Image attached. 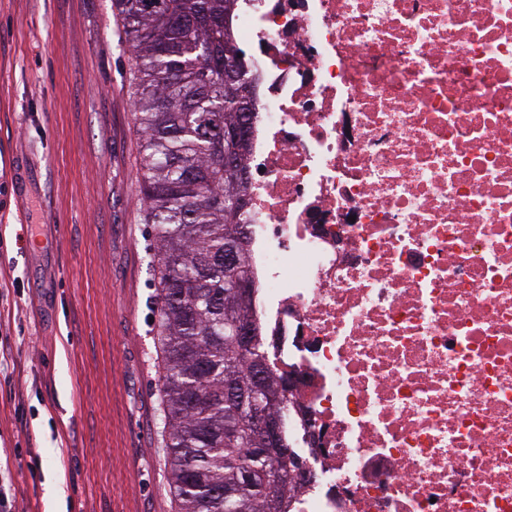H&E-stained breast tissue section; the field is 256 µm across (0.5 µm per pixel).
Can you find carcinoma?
<instances>
[{"label": "carcinoma", "mask_w": 512, "mask_h": 512, "mask_svg": "<svg viewBox=\"0 0 512 512\" xmlns=\"http://www.w3.org/2000/svg\"><path fill=\"white\" fill-rule=\"evenodd\" d=\"M112 0L136 58L134 107L142 143V190L158 265L160 390L169 487L176 512H290L291 468L247 412L260 399L282 411L267 369L255 384L262 344L243 352L239 320L256 323L238 172L224 168V128L242 103L228 53L245 56L228 0ZM234 248L238 265L224 266Z\"/></svg>", "instance_id": "carcinoma-1"}]
</instances>
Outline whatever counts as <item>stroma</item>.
I'll return each instance as SVG.
<instances>
[{
  "instance_id": "35a3bbf8",
  "label": "stroma",
  "mask_w": 512,
  "mask_h": 512,
  "mask_svg": "<svg viewBox=\"0 0 512 512\" xmlns=\"http://www.w3.org/2000/svg\"><path fill=\"white\" fill-rule=\"evenodd\" d=\"M134 67L112 0H0V479L14 512H175Z\"/></svg>"
}]
</instances>
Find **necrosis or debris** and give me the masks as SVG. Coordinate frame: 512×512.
I'll list each match as a JSON object with an SVG mask.
<instances>
[{
	"instance_id": "necrosis-or-debris-1",
	"label": "necrosis or debris",
	"mask_w": 512,
	"mask_h": 512,
	"mask_svg": "<svg viewBox=\"0 0 512 512\" xmlns=\"http://www.w3.org/2000/svg\"><path fill=\"white\" fill-rule=\"evenodd\" d=\"M232 28L295 512H512V0H240Z\"/></svg>"
}]
</instances>
